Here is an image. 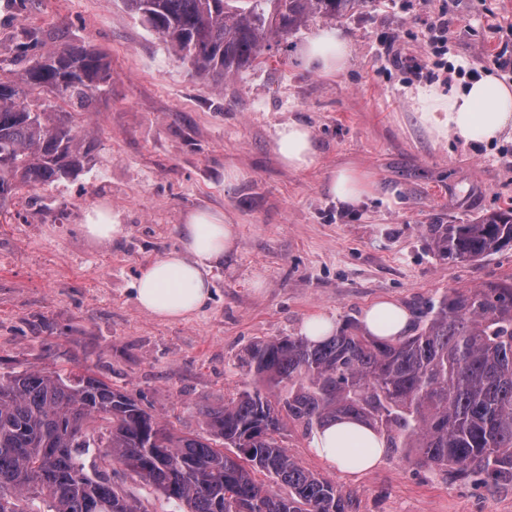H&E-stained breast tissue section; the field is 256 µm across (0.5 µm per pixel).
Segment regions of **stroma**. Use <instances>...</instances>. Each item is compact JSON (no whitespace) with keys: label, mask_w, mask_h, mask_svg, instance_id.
I'll use <instances>...</instances> for the list:
<instances>
[{"label":"stroma","mask_w":512,"mask_h":512,"mask_svg":"<svg viewBox=\"0 0 512 512\" xmlns=\"http://www.w3.org/2000/svg\"><path fill=\"white\" fill-rule=\"evenodd\" d=\"M447 19L442 91L470 72L512 83V0H369L272 46L235 75L201 77L121 0H0V67L15 36L39 29L46 47L102 51L112 84L86 128L89 161L77 175L0 204V372L92 368L186 432L200 403L219 404L248 380L239 367L260 339L295 336L304 319L360 320L379 299L405 307L451 288L512 274V248L472 263L431 253L425 224H463L512 207V138L471 145L430 140L415 119L408 65L424 53L427 19ZM341 30L349 65L327 78L300 50ZM309 125L314 166L279 161V125ZM371 172L377 186L344 207L325 186L338 168ZM106 206L123 233L110 245L83 226ZM192 209L224 210L237 226L232 263L214 273L212 299L192 317L161 321L133 295L140 268L178 248ZM288 452L356 497L358 512H512V484L476 488L386 454L348 475L318 458L302 431Z\"/></svg>","instance_id":"1"}]
</instances>
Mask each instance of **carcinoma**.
Returning <instances> with one entry per match:
<instances>
[{"mask_svg": "<svg viewBox=\"0 0 512 512\" xmlns=\"http://www.w3.org/2000/svg\"><path fill=\"white\" fill-rule=\"evenodd\" d=\"M123 0L201 76L251 66L271 41L366 0ZM20 73L0 79V199L84 166L82 135L38 94L90 111L112 80L105 55L39 32L15 37ZM427 247L468 263L512 247V209L465 224H424ZM412 332L371 336L348 321L313 343L258 340L241 362L252 382L197 413L206 434L179 432L90 369L33 366L0 374V512H148L112 483V469L160 490L178 512H356L351 493L299 464L284 432L360 421L386 448L474 485L512 483V276L452 288L418 305ZM93 456L95 472L86 471ZM261 473L270 479H256Z\"/></svg>", "mask_w": 512, "mask_h": 512, "instance_id": "1", "label": "carcinoma"}]
</instances>
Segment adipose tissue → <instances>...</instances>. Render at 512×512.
Listing matches in <instances>:
<instances>
[{
    "label": "adipose tissue",
    "mask_w": 512,
    "mask_h": 512,
    "mask_svg": "<svg viewBox=\"0 0 512 512\" xmlns=\"http://www.w3.org/2000/svg\"><path fill=\"white\" fill-rule=\"evenodd\" d=\"M350 56V45L337 30L313 36L302 51L304 62L326 75L343 73ZM415 101L418 123L432 138L451 135L467 143L489 144L512 136V84L494 75H483L449 94L421 86ZM274 147L281 164L294 171L309 169L317 159L311 130L300 122L281 125ZM374 185L368 172L347 166L333 173L328 191L337 203L354 206L372 194ZM176 231L180 249L143 267L135 288L139 308L162 321L183 320L201 311L211 295L214 270L236 253V226L223 211H190ZM363 325L376 336H401L409 328L410 315L398 304L382 300L366 310ZM310 445L318 457L348 473L372 469L386 452L383 438L351 419L318 429Z\"/></svg>",
    "instance_id": "1"
}]
</instances>
